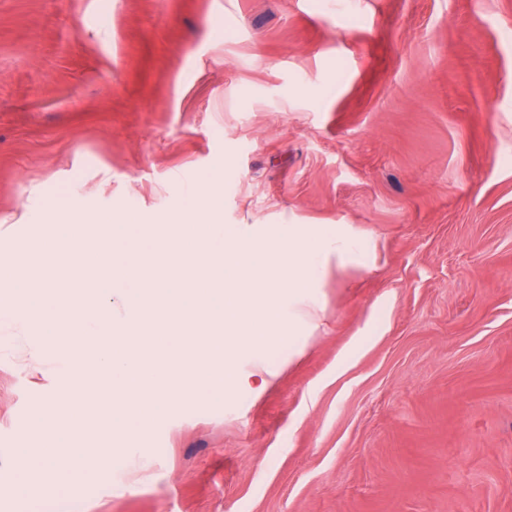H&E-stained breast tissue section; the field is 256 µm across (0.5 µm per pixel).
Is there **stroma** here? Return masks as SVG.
<instances>
[{"label":"stroma","mask_w":512,"mask_h":512,"mask_svg":"<svg viewBox=\"0 0 512 512\" xmlns=\"http://www.w3.org/2000/svg\"><path fill=\"white\" fill-rule=\"evenodd\" d=\"M348 224L260 393L178 405L60 491L19 471L68 364L0 317V512H512V0H0V271L51 198Z\"/></svg>","instance_id":"35a3bbf8"}]
</instances>
